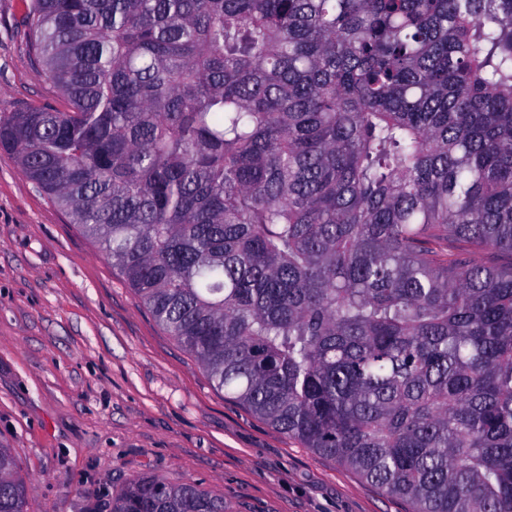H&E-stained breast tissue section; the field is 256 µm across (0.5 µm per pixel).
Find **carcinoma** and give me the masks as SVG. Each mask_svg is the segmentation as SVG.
I'll use <instances>...</instances> for the list:
<instances>
[{
  "label": "carcinoma",
  "instance_id": "carcinoma-1",
  "mask_svg": "<svg viewBox=\"0 0 512 512\" xmlns=\"http://www.w3.org/2000/svg\"><path fill=\"white\" fill-rule=\"evenodd\" d=\"M21 5L66 109L0 148L216 386L411 512H512V262L470 259L512 253V0Z\"/></svg>",
  "mask_w": 512,
  "mask_h": 512
}]
</instances>
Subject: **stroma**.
<instances>
[{"instance_id": "35a3bbf8", "label": "stroma", "mask_w": 512, "mask_h": 512, "mask_svg": "<svg viewBox=\"0 0 512 512\" xmlns=\"http://www.w3.org/2000/svg\"><path fill=\"white\" fill-rule=\"evenodd\" d=\"M64 108L0 0V113ZM0 448L27 512H111L128 479L232 512H408L217 389L99 245L0 150Z\"/></svg>"}]
</instances>
